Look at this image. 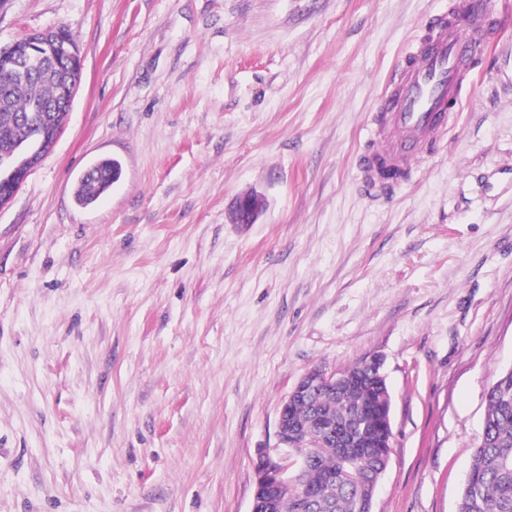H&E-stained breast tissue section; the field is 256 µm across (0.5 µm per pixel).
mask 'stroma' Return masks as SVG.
<instances>
[{
	"mask_svg": "<svg viewBox=\"0 0 512 512\" xmlns=\"http://www.w3.org/2000/svg\"><path fill=\"white\" fill-rule=\"evenodd\" d=\"M447 139L379 198L372 115L449 0H0V44L68 25L82 82L0 207V512H249L316 367L380 356L373 512H457L512 366V0ZM121 164L94 205L73 188ZM263 195L256 223L228 221ZM121 175V165L115 159H101L93 164L77 181L74 197L81 206L95 203Z\"/></svg>",
	"mask_w": 512,
	"mask_h": 512,
	"instance_id": "stroma-1",
	"label": "stroma"
}]
</instances>
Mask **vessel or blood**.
Wrapping results in <instances>:
<instances>
[{
  "label": "vessel or blood",
  "instance_id": "1",
  "mask_svg": "<svg viewBox=\"0 0 512 512\" xmlns=\"http://www.w3.org/2000/svg\"><path fill=\"white\" fill-rule=\"evenodd\" d=\"M490 0H457L453 13L427 24L385 89L371 121L373 149L359 157L365 192L410 180L426 146L449 132L463 103L473 61L489 39Z\"/></svg>",
  "mask_w": 512,
  "mask_h": 512
}]
</instances>
